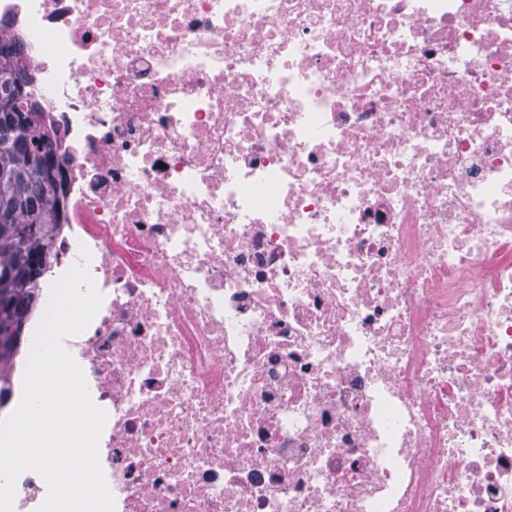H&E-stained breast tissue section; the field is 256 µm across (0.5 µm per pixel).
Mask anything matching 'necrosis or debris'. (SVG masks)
Listing matches in <instances>:
<instances>
[{"mask_svg":"<svg viewBox=\"0 0 512 512\" xmlns=\"http://www.w3.org/2000/svg\"><path fill=\"white\" fill-rule=\"evenodd\" d=\"M67 155L40 283L114 512H512V0H0Z\"/></svg>","mask_w":512,"mask_h":512,"instance_id":"necrosis-or-debris-1","label":"necrosis or debris"}]
</instances>
